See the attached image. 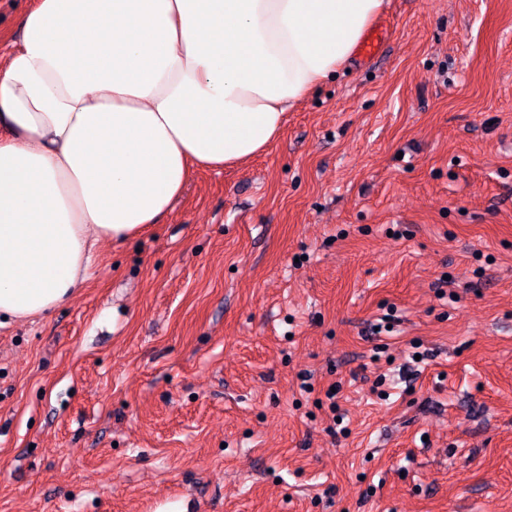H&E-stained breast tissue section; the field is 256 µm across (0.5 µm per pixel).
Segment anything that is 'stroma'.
<instances>
[{
  "label": "stroma",
  "mask_w": 512,
  "mask_h": 512,
  "mask_svg": "<svg viewBox=\"0 0 512 512\" xmlns=\"http://www.w3.org/2000/svg\"><path fill=\"white\" fill-rule=\"evenodd\" d=\"M371 29L0 323V512H512V0Z\"/></svg>",
  "instance_id": "stroma-1"
}]
</instances>
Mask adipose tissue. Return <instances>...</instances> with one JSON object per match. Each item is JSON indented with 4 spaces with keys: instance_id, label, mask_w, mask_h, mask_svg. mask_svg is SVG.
<instances>
[{
    "instance_id": "adipose-tissue-1",
    "label": "adipose tissue",
    "mask_w": 512,
    "mask_h": 512,
    "mask_svg": "<svg viewBox=\"0 0 512 512\" xmlns=\"http://www.w3.org/2000/svg\"><path fill=\"white\" fill-rule=\"evenodd\" d=\"M384 2L34 0L0 60V317L67 302L97 243L269 147Z\"/></svg>"
}]
</instances>
